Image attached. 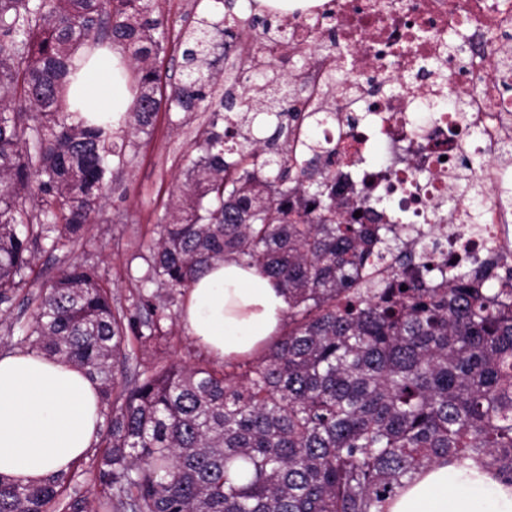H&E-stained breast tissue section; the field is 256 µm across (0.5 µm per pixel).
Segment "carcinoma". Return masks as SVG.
<instances>
[{
    "mask_svg": "<svg viewBox=\"0 0 512 512\" xmlns=\"http://www.w3.org/2000/svg\"><path fill=\"white\" fill-rule=\"evenodd\" d=\"M153 13V0H0V304L26 286L41 241L79 234L124 162L126 136L64 97L76 52L110 41L133 50L130 130L149 133L162 109L211 112L139 255L142 281L175 292L212 261L256 266L288 292L286 329L248 362L143 366L130 342L164 337L155 296L143 321L112 305L95 267L62 269L17 344L95 377L106 429L41 484L0 475V512H389L441 464L512 486V267L422 263L395 225L338 202L336 148H292L325 114L297 109L276 59L251 92L216 95L214 33L236 40L229 23L197 19L185 78L161 91ZM380 251L400 267L377 280L366 268Z\"/></svg>",
    "mask_w": 512,
    "mask_h": 512,
    "instance_id": "obj_1",
    "label": "carcinoma"
}]
</instances>
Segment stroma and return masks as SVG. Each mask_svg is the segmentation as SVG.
I'll use <instances>...</instances> for the list:
<instances>
[{"mask_svg":"<svg viewBox=\"0 0 512 512\" xmlns=\"http://www.w3.org/2000/svg\"><path fill=\"white\" fill-rule=\"evenodd\" d=\"M197 3L198 0H156L155 12L164 18L168 36V50L156 63L161 89H168L182 77L181 35L188 17L197 15ZM208 120V113L203 111L157 113L150 132L138 135L134 146L128 148L127 163L115 171L112 189L99 215L85 225L78 239L65 246L56 247L51 241H44L27 286L10 303L0 306V352L16 347V339L8 334L5 321L29 319L41 299L43 282L66 266L88 264L97 267L112 290L116 306L125 312H135L140 296L154 292L173 296L174 302L163 322L166 336L140 351L142 363L211 364V357L182 327L183 295L143 283L145 263L138 257L156 238L171 193L183 182L187 158L194 150L199 130Z\"/></svg>","mask_w":512,"mask_h":512,"instance_id":"obj_1","label":"stroma"}]
</instances>
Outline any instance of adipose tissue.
I'll return each mask as SVG.
<instances>
[{
	"mask_svg": "<svg viewBox=\"0 0 512 512\" xmlns=\"http://www.w3.org/2000/svg\"><path fill=\"white\" fill-rule=\"evenodd\" d=\"M122 49L94 51L67 97L91 120L119 118L133 95L115 78ZM288 295L259 268L215 261L191 283L181 322L217 361L251 354L279 335ZM103 429L97 383L83 369L36 352L0 355V475L38 483L67 472ZM389 512H512V487L452 466L431 468L403 489Z\"/></svg>",
	"mask_w": 512,
	"mask_h": 512,
	"instance_id": "adipose-tissue-1",
	"label": "adipose tissue"
}]
</instances>
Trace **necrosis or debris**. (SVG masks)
<instances>
[{
    "label": "necrosis or debris",
    "instance_id": "necrosis-or-debris-1",
    "mask_svg": "<svg viewBox=\"0 0 512 512\" xmlns=\"http://www.w3.org/2000/svg\"><path fill=\"white\" fill-rule=\"evenodd\" d=\"M268 9L305 67L302 110L329 99L323 135L336 145L343 201L387 198L407 217L402 234L427 255L475 269L512 265V207L499 203L512 144V97L505 96L500 47L512 43V0H248ZM463 36L462 58L448 38ZM365 108V127L351 112ZM477 156L481 189L449 210L460 186L456 159ZM479 223H469L471 213Z\"/></svg>",
    "mask_w": 512,
    "mask_h": 512
}]
</instances>
